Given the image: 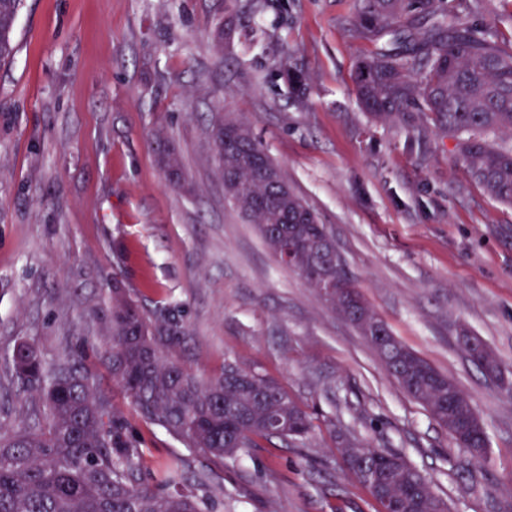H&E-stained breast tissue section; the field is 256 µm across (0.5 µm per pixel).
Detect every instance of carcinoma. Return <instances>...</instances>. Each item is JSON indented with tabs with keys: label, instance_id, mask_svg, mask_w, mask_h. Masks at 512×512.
Returning a JSON list of instances; mask_svg holds the SVG:
<instances>
[{
	"label": "carcinoma",
	"instance_id": "obj_1",
	"mask_svg": "<svg viewBox=\"0 0 512 512\" xmlns=\"http://www.w3.org/2000/svg\"><path fill=\"white\" fill-rule=\"evenodd\" d=\"M22 0H0V59L12 53ZM358 23L376 52L358 68V104L378 121L402 119L416 105L456 140L458 160L493 199L512 205V146L489 135H512V45L473 27L467 13L438 0H358ZM212 137L225 198L256 226L265 246L306 284L323 279L334 290L321 297L361 336L392 337L346 270L326 225L270 163L250 128L228 112L213 113ZM181 184L182 163L168 149L159 156ZM112 336L100 351L85 342L52 363L19 354L13 367L19 395L39 403L35 427L0 419V512H218L224 461L277 439H303L310 415L276 381L224 362L208 379L172 357L185 332L171 306L145 315L128 292L112 285ZM469 360L506 391L501 362L491 351L470 348ZM404 392L423 405L454 444L487 447L483 424L456 380L403 343L380 355ZM112 376L140 421L156 426L204 462L195 468L174 457L143 476L150 449L114 407L92 364ZM355 474L381 512H448L431 481L403 455L345 445Z\"/></svg>",
	"mask_w": 512,
	"mask_h": 512
}]
</instances>
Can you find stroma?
Here are the masks:
<instances>
[{
	"mask_svg": "<svg viewBox=\"0 0 512 512\" xmlns=\"http://www.w3.org/2000/svg\"><path fill=\"white\" fill-rule=\"evenodd\" d=\"M443 4L512 41V0ZM13 43L0 61V415L37 420L7 373L16 344L35 341L49 363L80 339L103 346L119 279L146 310L176 308L189 370L236 362L314 417L304 441L225 461L224 512H378L337 428L403 453L452 512H512V401L457 343L480 337L512 379V206L419 110L379 122L358 107L356 68L375 45L353 0H23ZM285 55L301 92L281 75ZM219 110L318 213L394 336L470 396L481 463L225 201ZM161 135L184 187L157 163Z\"/></svg>",
	"mask_w": 512,
	"mask_h": 512,
	"instance_id": "35a3bbf8",
	"label": "stroma"
}]
</instances>
